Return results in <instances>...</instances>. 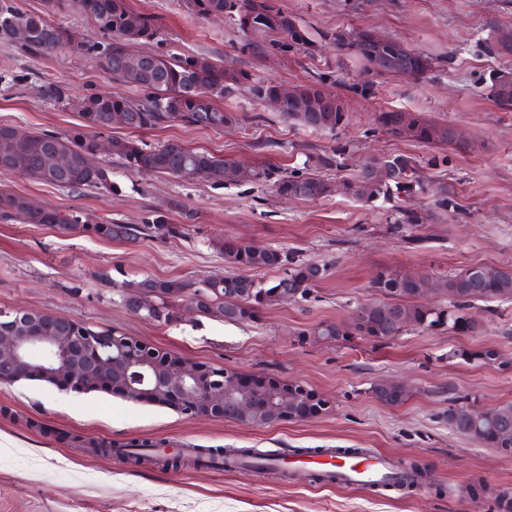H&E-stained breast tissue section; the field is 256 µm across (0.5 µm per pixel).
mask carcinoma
Wrapping results in <instances>:
<instances>
[{
    "label": "carcinoma",
    "instance_id": "carcinoma-1",
    "mask_svg": "<svg viewBox=\"0 0 512 512\" xmlns=\"http://www.w3.org/2000/svg\"><path fill=\"white\" fill-rule=\"evenodd\" d=\"M186 12L198 18L228 13L239 32L252 39L243 44L254 55L266 50V38L280 36V48L299 50L311 43L307 31L288 13L277 8L272 0H189ZM49 12L78 11L89 17L103 40L83 37L74 29L60 23H51L42 15L22 9L16 0H0V42L17 46L30 56L47 55L59 49H70L100 58L112 80L149 91L145 98L131 99L121 93L100 94L85 99L82 122L61 133L31 132L19 149L31 158L27 175L56 187L76 189L85 186L112 187L111 170L98 166L89 173L75 170L50 179L41 172L44 155L55 149L70 152L76 159L92 151L95 137L121 126L132 132L164 129L182 123L201 128L221 129L235 124L239 116L226 112L218 101L233 91L245 87L252 98L262 103L279 94L280 87L266 81L253 80L247 73L226 67L206 56L153 55L144 73L130 76L122 59L129 42H149L158 31L150 17L132 8L129 0H43ZM336 45L357 56L362 72L370 74L373 58L388 55L396 69L412 80L426 77L433 69V59L411 47H402L397 39L375 35L367 43L359 41V31L340 30L333 34ZM490 94L499 104L512 105V84L502 81V71L489 73ZM194 85L198 92L190 94ZM45 98L62 103L68 98V88L60 82L43 86ZM279 115L294 124L316 132H332L344 124L346 112L336 106L322 90V80L311 81L293 89L283 100ZM378 122L392 136L433 146H452L448 124L430 119L420 113L389 111L378 116ZM9 125L0 126V173L10 171L7 160L14 145ZM112 155L131 171L155 172L174 178H196L212 182H240L268 184L280 196L303 201H317L341 194L361 202H372L380 197L401 194L440 196L439 204L447 203L446 188L426 178L418 162L406 155L374 158L368 165L385 163L392 176L385 181L370 177L366 169L333 183L322 171L338 168L337 153H317L309 157L310 171L301 175L284 173L268 164L243 169L240 164L207 151H198L178 140H168L157 147H149L136 139L112 140ZM17 218L25 224H47L64 229L79 223L78 217L51 207L31 208L20 195L0 192V218ZM84 234L102 240L135 242L143 237L174 239L184 235L182 224H170L158 215L150 224H117L105 221L83 225ZM224 261L234 269H275L282 276L267 285L248 275L231 273L224 277L195 281L190 278L155 280L145 278L122 285L125 306L132 298L147 312L146 320L170 323L178 319V307L195 302L200 311L226 322H253L268 306L306 297L311 287L322 278L323 269L312 263H299L284 250L256 251L244 244L224 242ZM469 270L450 275L439 281H415L393 269L380 271L370 288L383 295L374 302L356 308L357 322H326L309 332L311 336H364L375 342H384L401 335L409 328L448 333L471 332L477 328L472 318L459 313L468 302L483 300H512V265L485 267V276L474 287L463 291L461 285ZM437 291L454 301L453 309L427 306L414 302L425 291ZM374 397L399 405L406 400L404 388L391 381L372 386ZM470 404L462 402L448 406V425L456 432L491 448H512L502 438V429L512 430V404L491 409L480 418H473ZM154 443L130 444L116 451L112 446H101V453L116 452L139 464L149 462L163 469L177 470L187 465L209 466L224 458L221 448H197L194 455L183 451L173 455L156 454ZM405 478L391 485L411 488L420 483L425 473L421 463L414 461L402 468Z\"/></svg>",
    "mask_w": 512,
    "mask_h": 512
}]
</instances>
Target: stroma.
<instances>
[{"instance_id": "35a3bbf8", "label": "stroma", "mask_w": 512, "mask_h": 512, "mask_svg": "<svg viewBox=\"0 0 512 512\" xmlns=\"http://www.w3.org/2000/svg\"><path fill=\"white\" fill-rule=\"evenodd\" d=\"M312 40L309 51L242 50V35L222 18L189 15L180 0H131L152 17L157 38L142 51L195 56L242 69L257 80L289 88L323 73L328 90L346 103L348 119L331 133L283 120L245 92L220 105L239 115L221 129L178 124L140 133L158 146L179 140L253 167L271 163L302 170L308 156L341 150L343 165L326 171L336 181L366 162L406 154L422 161L433 181L448 187V204L417 196L426 224L401 223L399 199L366 205L335 195L290 200L253 183H213L131 172L108 153L111 188H59L23 173L0 175V191L80 215L148 224L158 214L185 227L172 240L105 241L41 224L0 219V311L27 309L114 329L193 361L297 379L332 402L304 421L260 426L97 394L63 392L34 383L0 384V512H490V500L468 486L512 491V459L449 429L448 406L467 399L480 408L512 403V301H474L469 333L408 329L389 341L360 337L323 342L312 331L347 320L356 305L377 298L370 282L382 269L439 277L475 265H512V105L501 106L485 84L503 59L488 51L497 30H512V0H274ZM372 29L433 57L428 77L412 81L374 76L360 91V63L324 41L323 33ZM50 81L67 85L71 102L42 95ZM98 59L69 50L33 58L0 42V125L62 132L81 121L83 97L118 90ZM135 97L139 91L123 87ZM420 112L457 125L467 148H442L398 138L379 126L386 111ZM193 219H186V212ZM227 240L288 251L326 266L304 299L261 311L235 324L183 311L167 325L126 308L120 287L145 278L203 280L229 272ZM493 350L495 360H462L461 352ZM391 380L408 393L397 406L378 401L373 384ZM89 440L166 441L174 448H279L320 455L329 448H363L398 466L418 459L430 470L426 488H372L316 480L313 467L281 473L245 468L226 472L185 467L164 470L117 455H96Z\"/></svg>"}]
</instances>
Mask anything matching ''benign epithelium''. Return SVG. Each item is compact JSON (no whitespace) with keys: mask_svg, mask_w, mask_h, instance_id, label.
I'll list each match as a JSON object with an SVG mask.
<instances>
[{"mask_svg":"<svg viewBox=\"0 0 512 512\" xmlns=\"http://www.w3.org/2000/svg\"><path fill=\"white\" fill-rule=\"evenodd\" d=\"M6 316L12 324L0 334V350L7 353V372H0L3 384L43 376L83 388L107 383L117 373L124 378L127 399L138 402L143 396L160 393L189 408L194 417L222 415L227 407L242 415L258 409L269 422L300 421L308 416L303 407L290 414L277 403L273 387L281 385L278 378L230 368L217 370L187 358L160 367L132 352L112 355L107 350L112 344L110 336L69 335L74 321L68 318H57L55 330L46 331L30 311L14 310ZM288 385L306 403L329 407L328 399L303 382L290 380Z\"/></svg>","mask_w":512,"mask_h":512,"instance_id":"7a95c632","label":"benign epithelium"}]
</instances>
